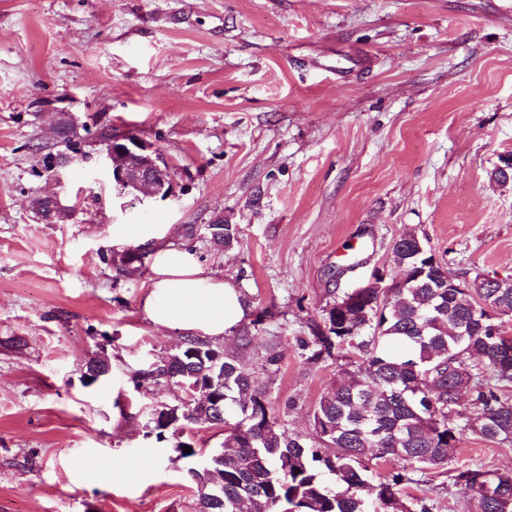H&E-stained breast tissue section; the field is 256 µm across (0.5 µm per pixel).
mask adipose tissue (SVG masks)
Masks as SVG:
<instances>
[{
    "label": "adipose tissue",
    "mask_w": 512,
    "mask_h": 512,
    "mask_svg": "<svg viewBox=\"0 0 512 512\" xmlns=\"http://www.w3.org/2000/svg\"><path fill=\"white\" fill-rule=\"evenodd\" d=\"M142 310L156 327L221 338L248 313L242 294L215 279L186 247H156Z\"/></svg>",
    "instance_id": "1"
}]
</instances>
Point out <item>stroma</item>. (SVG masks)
I'll list each match as a JSON object with an SVG mask.
<instances>
[{"label":"stroma","mask_w":512,"mask_h":512,"mask_svg":"<svg viewBox=\"0 0 512 512\" xmlns=\"http://www.w3.org/2000/svg\"><path fill=\"white\" fill-rule=\"evenodd\" d=\"M59 112L152 142L172 195L120 192L92 141L63 171L74 216L33 221ZM511 155L512 0H0V512H197L173 448L220 449L224 428L149 436L183 393L134 379L184 334L144 316L150 265L117 274L118 225H166L159 244L268 311L216 345L312 441L314 407L364 363L312 359L311 328L375 271L399 278L405 231L449 276L512 280V181L490 177ZM217 214L231 247L209 240ZM100 354L114 368L85 385ZM129 457L137 477L98 475ZM468 467L512 474V442L468 435L447 469L411 471L403 502L474 512L453 478Z\"/></svg>","instance_id":"1"}]
</instances>
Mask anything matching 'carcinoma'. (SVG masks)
<instances>
[{"label": "carcinoma", "mask_w": 512, "mask_h": 512, "mask_svg": "<svg viewBox=\"0 0 512 512\" xmlns=\"http://www.w3.org/2000/svg\"><path fill=\"white\" fill-rule=\"evenodd\" d=\"M404 285L343 295L312 327L313 358L337 348L357 351L366 372H347L318 402L313 426L318 445L288 431L271 412L267 386L236 356L189 336L180 348L139 373L136 385L188 379L214 400L161 406L150 433L224 425L222 448L197 462L199 449L179 441L173 462L187 465L198 490L199 512H410L397 472L375 496L362 494L369 464L389 458L417 471L448 465L466 433L486 440L512 438V336L500 318L512 317V281L475 277L468 288L448 287V273L413 230L394 243ZM84 368L86 383L112 366L100 355ZM472 390L476 416L456 419L458 393ZM192 448L184 453L183 446ZM479 512H512V475L478 468L457 471Z\"/></svg>", "instance_id": "1"}]
</instances>
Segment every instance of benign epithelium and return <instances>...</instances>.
I'll use <instances>...</instances> for the list:
<instances>
[{
  "mask_svg": "<svg viewBox=\"0 0 512 512\" xmlns=\"http://www.w3.org/2000/svg\"><path fill=\"white\" fill-rule=\"evenodd\" d=\"M104 160L114 182L128 191L148 190L151 196L166 197L172 190L168 164L155 145L136 135H115L104 142ZM73 156L58 151L51 153L47 162L50 177L60 180V171ZM35 218L44 224H56L67 219L72 209L63 205L59 194L47 193L32 208Z\"/></svg>",
  "mask_w": 512,
  "mask_h": 512,
  "instance_id": "1",
  "label": "benign epithelium"
}]
</instances>
